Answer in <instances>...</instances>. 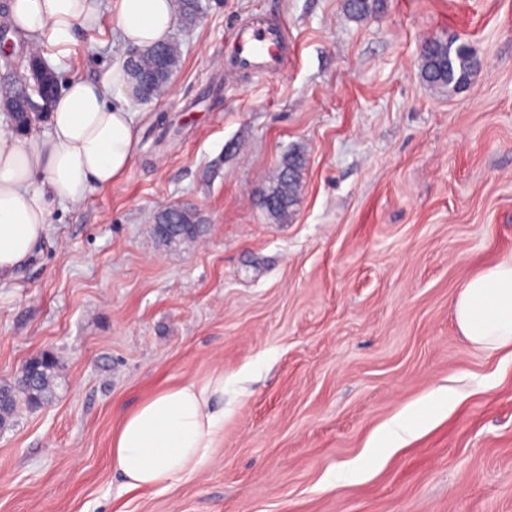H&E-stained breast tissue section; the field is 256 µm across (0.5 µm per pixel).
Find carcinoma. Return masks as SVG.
<instances>
[{
    "mask_svg": "<svg viewBox=\"0 0 512 512\" xmlns=\"http://www.w3.org/2000/svg\"><path fill=\"white\" fill-rule=\"evenodd\" d=\"M379 7V0H346L347 11L358 19L367 17ZM176 12L182 26L192 28L200 18L202 5L200 0H176ZM181 56V43L177 40L166 41L151 49L135 52L130 61L126 62L125 71L144 79L145 94L141 96V100H149L163 91L177 71ZM420 57L422 80L432 87L450 92L466 87L479 66V60L471 46L459 42L454 36L432 38L422 43ZM0 65L9 73V77L0 83V103L15 112H23L28 105L49 96L50 89L33 81L28 82L22 76L11 77L16 71V64L12 58L0 59ZM305 166L306 159L299 151L293 150L282 158L274 180L267 187V192L262 195L264 199L273 198L276 205L271 207L264 201L260 202L271 219L279 223L288 221L299 202ZM180 210V205H170L159 211L155 217L157 222L171 217L184 224L177 241L173 243L175 247L197 239L201 232L200 215L188 211L176 215ZM56 369L55 363L44 366L40 376L32 384L18 381L13 385L0 386V391L4 392L10 401L5 420H0V426L4 421L15 417L22 402L36 407L49 403L54 393L53 380Z\"/></svg>",
    "mask_w": 512,
    "mask_h": 512,
    "instance_id": "1",
    "label": "carcinoma"
}]
</instances>
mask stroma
Masks as SVG:
<instances>
[{
  "label": "stroma",
  "instance_id": "1",
  "mask_svg": "<svg viewBox=\"0 0 512 512\" xmlns=\"http://www.w3.org/2000/svg\"><path fill=\"white\" fill-rule=\"evenodd\" d=\"M60 81L122 66L108 0ZM163 95L133 103L118 183L52 203L35 253L0 280V384L58 362L48 405L0 428V512H512V351L457 326L463 284L512 254V0H202ZM288 31V64L227 63L235 26ZM458 35L480 67L456 93L420 78V45ZM307 159L291 220L259 205L282 156ZM195 205L168 249L154 216ZM224 374V428L170 488L127 491L112 436L164 387ZM459 397L404 447L373 436L433 390ZM361 478L328 485L336 467ZM173 220L180 221L179 224H154L155 231L158 235L166 236L175 228H178L181 224H186L185 227L180 228V233L177 237V241L173 243L169 248L177 247L188 241L197 239L201 232L202 218L199 214L191 213L186 211L181 216L173 215Z\"/></svg>",
  "mask_w": 512,
  "mask_h": 512
}]
</instances>
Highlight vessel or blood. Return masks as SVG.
I'll return each instance as SVG.
<instances>
[{
    "label": "vessel or blood",
    "mask_w": 512,
    "mask_h": 512,
    "mask_svg": "<svg viewBox=\"0 0 512 512\" xmlns=\"http://www.w3.org/2000/svg\"><path fill=\"white\" fill-rule=\"evenodd\" d=\"M287 62L288 41L285 29L260 14L242 22L229 57L231 68L255 76L270 77L279 74Z\"/></svg>",
    "instance_id": "1"
}]
</instances>
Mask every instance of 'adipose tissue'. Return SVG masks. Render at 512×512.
Wrapping results in <instances>:
<instances>
[{
  "label": "adipose tissue",
  "mask_w": 512,
  "mask_h": 512,
  "mask_svg": "<svg viewBox=\"0 0 512 512\" xmlns=\"http://www.w3.org/2000/svg\"><path fill=\"white\" fill-rule=\"evenodd\" d=\"M11 21L31 36L47 37L66 56L77 27L95 26L90 0H12ZM114 20L125 45L146 49L167 41L175 23L173 0H116ZM122 70L89 81H66L49 112V134L14 138L0 133V279L12 276L48 234L51 201L80 204L91 186L109 187L130 165L137 132L131 112L108 99ZM455 317L466 338L489 351L512 347V255L485 267L464 284ZM224 377L205 385L159 390L128 414L112 437V465L127 490L165 489L208 458L224 412L212 408ZM426 417H395L371 441L381 459L403 447Z\"/></svg>",
  "instance_id": "obj_1"
}]
</instances>
